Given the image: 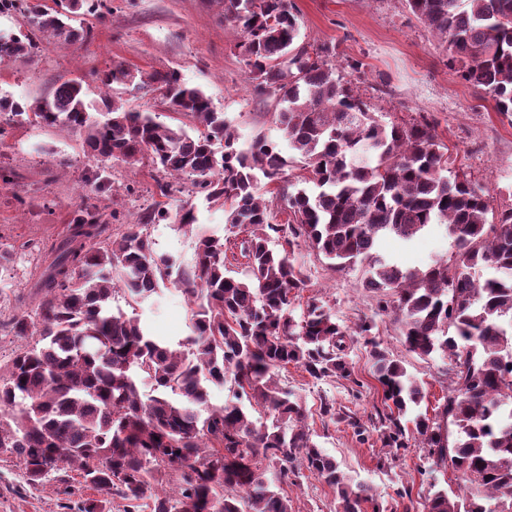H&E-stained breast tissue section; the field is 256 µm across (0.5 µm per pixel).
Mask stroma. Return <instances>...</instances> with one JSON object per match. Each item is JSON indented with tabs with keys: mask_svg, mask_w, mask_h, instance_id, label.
<instances>
[{
	"mask_svg": "<svg viewBox=\"0 0 512 512\" xmlns=\"http://www.w3.org/2000/svg\"><path fill=\"white\" fill-rule=\"evenodd\" d=\"M299 18L300 39L332 48V61L344 71L354 94L384 121L409 124L420 117L435 119L439 138L449 147L451 167L490 195L496 211L512 208V116L497 112L482 90L454 76L447 67L448 50L408 9L406 0H290ZM108 14L77 15L89 29L86 39L59 46L39 40L34 60L0 63V95L35 103L51 97L70 78L80 79L86 101L98 108L102 97L117 96L127 108L156 113L170 123L159 93L132 88L111 90L100 81L113 62L144 71H178L181 80L202 89L217 111L242 139L261 134L282 141L271 102L258 97L247 81V66L236 44L240 33L224 23L223 0H107ZM0 166L14 174L12 185L0 189V245L14 252L11 279L0 286V321L34 315L39 296L34 288L52 258L51 249L67 234L80 213L85 183L99 178L90 202L101 213H116L113 232L134 221L157 201L155 171L148 161H102L87 155L78 135L40 123H14L0 141ZM158 253L191 262L196 239L170 222L151 225ZM378 252L388 261L421 268L435 260H452L455 244L444 225L431 226L411 243L387 236ZM308 276L300 303L319 298L347 327L375 316L377 299L362 286L361 269L339 272L307 247L295 252ZM113 307L139 319L145 330L178 347L190 335L189 306L173 285L140 302L116 293ZM375 331L396 358L422 383L429 412H436L445 394L440 358L408 352L393 316H375ZM349 359L356 380L313 381L289 367L280 384L301 398L306 424L324 450L336 457L352 486H365L388 512H425L434 487L445 486L449 472L430 471L424 449L400 450L385 467H378L381 442L369 432L358 442L347 423L322 417V401L361 423H369L382 406L381 390L370 373V357L362 342L351 343ZM410 499L395 495L398 487ZM286 491L295 512H336L333 491L311 474H304ZM92 489L74 483L65 495L57 481L28 484L15 460L0 456V512H79Z\"/></svg>",
	"mask_w": 512,
	"mask_h": 512,
	"instance_id": "1",
	"label": "stroma"
}]
</instances>
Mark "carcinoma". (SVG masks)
Instances as JSON below:
<instances>
[{"mask_svg":"<svg viewBox=\"0 0 512 512\" xmlns=\"http://www.w3.org/2000/svg\"><path fill=\"white\" fill-rule=\"evenodd\" d=\"M406 2L447 44L457 77L512 114V0ZM71 5L28 10L29 33L0 34V63L34 59L38 33L59 44L86 38ZM224 23L241 31L248 82L277 103L288 155L263 135L240 143L224 113L173 70L114 62L101 83L160 90L165 109L187 119L176 126L107 98L94 117L80 79L34 105L0 96L4 123L61 127L102 160L145 156L169 177L156 179L159 196L187 180L224 208L229 232L244 234L232 244L200 232L193 208L172 213L158 201L114 239L112 224L86 209L35 283L39 321L10 319L14 335L38 339L0 371V455L19 459L30 484L52 476L65 484L73 470L100 494L150 497L152 512H294L284 485L304 469L335 492L336 512H362L368 501L384 512L368 489L352 490L306 429L299 398L275 379L293 365L316 381L355 384L349 341L363 336L382 393L383 446L396 454L413 440L455 477L427 512H512V211L495 217L466 175H443L449 156L435 123L385 122L352 95L330 47L298 42L288 0H224ZM294 154L304 174L292 183ZM275 204L283 223L272 222ZM162 221L196 234L190 263L155 253L147 226ZM433 224L448 227L453 262L410 270L375 253L380 237L411 242ZM301 245L338 271L361 266L363 287L379 294L378 311L395 315L407 351L446 359L448 395L434 416L422 412L421 382L372 336L374 319L352 331L316 299L293 315L291 300L307 287L295 260ZM233 249L244 259L240 277L225 272ZM478 266L490 269L482 280L472 275ZM168 282L183 287L190 307L183 350L112 308L119 288L145 301ZM145 380L150 395L140 391ZM211 385L228 388L224 405L209 404ZM320 411L366 440L367 429L334 404Z\"/></svg>","mask_w":512,"mask_h":512,"instance_id":"1","label":"carcinoma"}]
</instances>
